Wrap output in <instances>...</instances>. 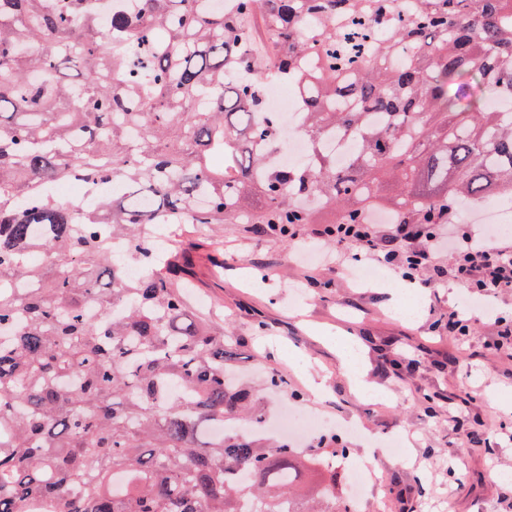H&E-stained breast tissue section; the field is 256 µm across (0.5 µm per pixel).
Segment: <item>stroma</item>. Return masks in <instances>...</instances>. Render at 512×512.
Instances as JSON below:
<instances>
[{"instance_id":"stroma-1","label":"stroma","mask_w":512,"mask_h":512,"mask_svg":"<svg viewBox=\"0 0 512 512\" xmlns=\"http://www.w3.org/2000/svg\"><path fill=\"white\" fill-rule=\"evenodd\" d=\"M215 236L224 243L220 268L209 258ZM195 240L203 255L193 296L234 337L237 374L259 388L268 435H279L271 419L283 395H294L349 447L336 461L340 480L357 460L373 463L379 512H512V358L491 351L488 323L456 340L440 318L467 290L416 284L415 312L399 317L394 293L404 279L386 267L383 287H356L353 260L328 244L318 246L322 259L309 258L248 224H218ZM339 338L360 346L381 396L352 388ZM410 360L414 370L391 368ZM270 369L285 376L287 390L266 387ZM310 375L323 380L321 396L308 390Z\"/></svg>"}]
</instances>
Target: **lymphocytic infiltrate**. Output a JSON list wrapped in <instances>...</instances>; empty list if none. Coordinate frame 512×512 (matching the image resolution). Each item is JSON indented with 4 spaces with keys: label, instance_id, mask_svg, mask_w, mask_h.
Returning a JSON list of instances; mask_svg holds the SVG:
<instances>
[{
    "label": "lymphocytic infiltrate",
    "instance_id": "f902f5d3",
    "mask_svg": "<svg viewBox=\"0 0 512 512\" xmlns=\"http://www.w3.org/2000/svg\"><path fill=\"white\" fill-rule=\"evenodd\" d=\"M338 253L383 255L404 278L438 285L452 281L491 294L512 289V233L468 232L451 236L447 225L428 229L423 224H348L336 233Z\"/></svg>",
    "mask_w": 512,
    "mask_h": 512
}]
</instances>
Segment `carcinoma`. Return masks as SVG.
<instances>
[{
    "label": "carcinoma",
    "mask_w": 512,
    "mask_h": 512,
    "mask_svg": "<svg viewBox=\"0 0 512 512\" xmlns=\"http://www.w3.org/2000/svg\"><path fill=\"white\" fill-rule=\"evenodd\" d=\"M136 2L0 0V512H346L335 437L253 433L233 337L180 291L188 228L286 242L316 194L338 224H453L512 197V0ZM270 62L305 165L266 160ZM330 130L353 141L341 162ZM70 182L94 201L50 190ZM156 224L174 226L167 259Z\"/></svg>",
    "instance_id": "1"
}]
</instances>
